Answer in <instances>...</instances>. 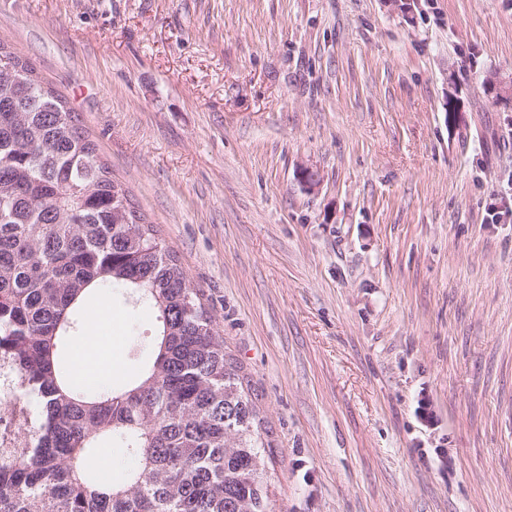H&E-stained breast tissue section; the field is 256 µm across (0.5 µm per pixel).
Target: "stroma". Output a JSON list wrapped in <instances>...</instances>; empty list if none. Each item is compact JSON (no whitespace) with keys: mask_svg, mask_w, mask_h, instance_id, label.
<instances>
[{"mask_svg":"<svg viewBox=\"0 0 512 512\" xmlns=\"http://www.w3.org/2000/svg\"><path fill=\"white\" fill-rule=\"evenodd\" d=\"M0 41L203 294L273 512H512V0H0ZM105 296L117 389L154 311Z\"/></svg>","mask_w":512,"mask_h":512,"instance_id":"35a3bbf8","label":"stroma"}]
</instances>
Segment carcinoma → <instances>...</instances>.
I'll use <instances>...</instances> for the list:
<instances>
[{"label":"carcinoma","instance_id":"1","mask_svg":"<svg viewBox=\"0 0 512 512\" xmlns=\"http://www.w3.org/2000/svg\"><path fill=\"white\" fill-rule=\"evenodd\" d=\"M16 62L0 73V366L39 410L27 447L0 450V512H270L243 366L67 102ZM113 287L156 310L154 359L84 392L58 343ZM111 436L136 460L120 484L91 473Z\"/></svg>","mask_w":512,"mask_h":512}]
</instances>
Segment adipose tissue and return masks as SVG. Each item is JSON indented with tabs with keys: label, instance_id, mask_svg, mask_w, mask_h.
<instances>
[{
	"label": "adipose tissue",
	"instance_id": "obj_1",
	"mask_svg": "<svg viewBox=\"0 0 512 512\" xmlns=\"http://www.w3.org/2000/svg\"><path fill=\"white\" fill-rule=\"evenodd\" d=\"M94 307V315L70 350L75 377L90 387L110 381L119 362L116 338L110 332L112 310L103 297L95 301Z\"/></svg>",
	"mask_w": 512,
	"mask_h": 512
}]
</instances>
